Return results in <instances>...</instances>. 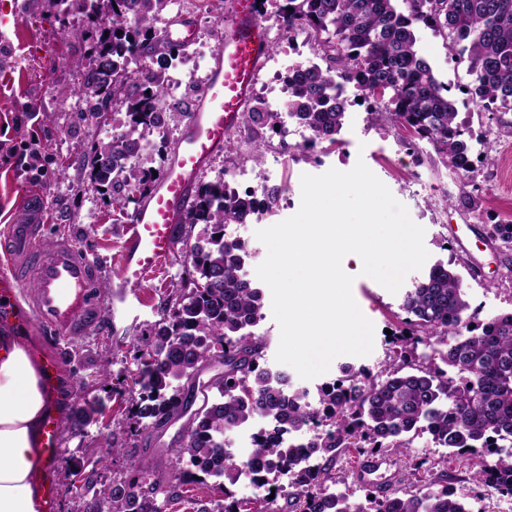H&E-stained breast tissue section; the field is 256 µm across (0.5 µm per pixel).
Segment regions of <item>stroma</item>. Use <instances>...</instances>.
Wrapping results in <instances>:
<instances>
[{
  "label": "stroma",
  "mask_w": 512,
  "mask_h": 512,
  "mask_svg": "<svg viewBox=\"0 0 512 512\" xmlns=\"http://www.w3.org/2000/svg\"><path fill=\"white\" fill-rule=\"evenodd\" d=\"M231 0H170L154 27L164 32L171 23H192L191 51L210 60L217 46L213 33L230 11ZM263 23L271 29L272 51L260 71L252 105L263 107L270 92L279 91L276 79L296 62L321 63L308 32L282 38L275 35L274 11ZM0 234L23 217V197L29 188H43L48 200L45 226L39 239L47 245L56 235H81L92 228V245L104 256L103 281L108 302L96 335L72 341V359L61 379L65 443L54 474L58 488L56 512H74L76 499L71 487L87 479L109 481L120 477L130 461L140 460L169 467L166 454L176 428L163 437H133L125 432L138 400L131 392L125 369L131 366L132 345L142 344L149 328L159 320L162 301L173 284L185 275L186 259L175 252L164 268L147 276L128 278L122 262L123 229L130 214L112 211L109 197L93 192L78 171V162L91 145L111 137L126 119L124 112L109 109L106 119L84 109L77 91L76 64L87 62L99 35L82 15H62L53 9H36L32 0H0ZM417 46L426 56L439 81L451 86L456 97L464 95L470 81L467 64L448 49L446 41L425 26L416 30ZM458 119L473 147L474 169L462 177L449 169L443 156L429 144L412 147L409 136L394 127L386 115H372L353 105L346 112L341 131L342 145L330 153L308 148L286 121L283 134H264L246 127L232 134L199 175L200 181L232 176L238 189L259 186L273 192L275 202L270 224L294 215L301 205L302 174L320 175L329 169L351 170L357 160L368 168L403 203L412 220L425 230L424 245L429 263H452L468 292L476 320L512 311V273L484 227L512 219V169L500 168L501 143H512V112L492 114L462 103ZM264 137L260 152H252V141ZM32 144L43 158L41 175L28 172L23 145ZM476 194L479 204L470 209L460 202L465 194ZM352 293L363 314L375 327L374 347L365 357H337L327 373L340 375V366L378 371L386 359L388 335L399 332L402 294L389 293L370 277L356 276ZM111 374L101 378L102 365ZM99 401L96 422L86 427L73 424L76 410L87 397ZM123 452L107 455L112 443ZM466 466L449 465L448 485L466 495L472 512H512V497L493 495L476 487Z\"/></svg>",
  "instance_id": "obj_1"
}]
</instances>
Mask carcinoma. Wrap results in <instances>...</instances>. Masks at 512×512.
<instances>
[{
	"mask_svg": "<svg viewBox=\"0 0 512 512\" xmlns=\"http://www.w3.org/2000/svg\"><path fill=\"white\" fill-rule=\"evenodd\" d=\"M77 1L110 36L79 72V91L92 96L97 116H105L113 101L127 117L124 129L83 155L80 170L91 189L111 192L112 210L121 212L131 203L130 180L141 196L156 181L150 170L123 169L124 161L150 149L151 137L188 113L168 102L164 84L181 48L155 32L168 0H47L66 14ZM276 16L291 30L308 31L313 48L329 62L324 69L312 64L288 72V116L314 133L313 144L336 145L350 105L345 85L352 82L385 104L389 120L411 142L425 140L456 173L471 172L458 101L416 47L421 24L467 61L473 106L512 112V0H283ZM246 122L276 135L282 113L257 107ZM251 212V201L227 194L224 181L198 185L185 223L203 225V236L185 252L189 278L164 300L161 319L148 333L149 351L132 350L137 368L127 375L139 388L131 435L182 421L172 467L160 472L133 464L128 477L88 481L76 493L82 500L91 495L86 512H164L184 484H236L247 465L227 457L224 448L228 434L254 414L267 422L251 448L262 464L254 483L260 490L290 488L288 512H470L448 487V459L479 448L497 458L479 462L472 480L512 496V451L499 449L501 442L512 443V312L474 322L461 277L452 263L439 262L405 294L409 335L394 337L374 374L342 367V377L320 389L314 410L308 390L292 388L286 373L264 364L267 338L254 332L263 305L257 288L241 276L247 250L224 233L228 224L247 223ZM487 233L511 265L512 222L492 224ZM218 365L222 372L200 380ZM179 380L184 384L173 386ZM310 422L319 431L306 447L285 441L284 435ZM423 434L446 449L443 469L429 475L412 455ZM346 450L404 457L397 487L369 490L362 499L347 488L324 496L338 484L331 471ZM196 512H240V502L226 490L224 502Z\"/></svg>",
	"mask_w": 512,
	"mask_h": 512,
	"instance_id": "cac0c4a2",
	"label": "carcinoma"
}]
</instances>
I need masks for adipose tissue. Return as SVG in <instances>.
<instances>
[{
  "label": "adipose tissue",
  "instance_id": "obj_1",
  "mask_svg": "<svg viewBox=\"0 0 512 512\" xmlns=\"http://www.w3.org/2000/svg\"><path fill=\"white\" fill-rule=\"evenodd\" d=\"M44 396L27 351L0 336V512H37L32 477Z\"/></svg>",
  "mask_w": 512,
  "mask_h": 512
}]
</instances>
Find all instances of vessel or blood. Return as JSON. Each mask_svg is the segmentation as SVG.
I'll return each mask as SVG.
<instances>
[{"label":"vessel or blood","instance_id":"b4317fda","mask_svg":"<svg viewBox=\"0 0 512 512\" xmlns=\"http://www.w3.org/2000/svg\"><path fill=\"white\" fill-rule=\"evenodd\" d=\"M268 54L259 0H233L231 21L220 28L219 48L184 134L162 176L136 204L132 222L125 227V270L139 276L161 269L169 260L176 228L193 203L198 175L223 149L226 135L238 127ZM24 204L25 223L12 225L0 239V257L8 265L7 272L0 274V327L20 337L38 334L31 355L55 404L65 363L62 342L93 335L99 328L105 265L99 253L68 235L56 237L50 246H36L47 200L35 191ZM62 425L55 407L42 422L38 451L44 467L38 486L45 512H50L55 497L51 470L60 454Z\"/></svg>","mask_w":512,"mask_h":512}]
</instances>
